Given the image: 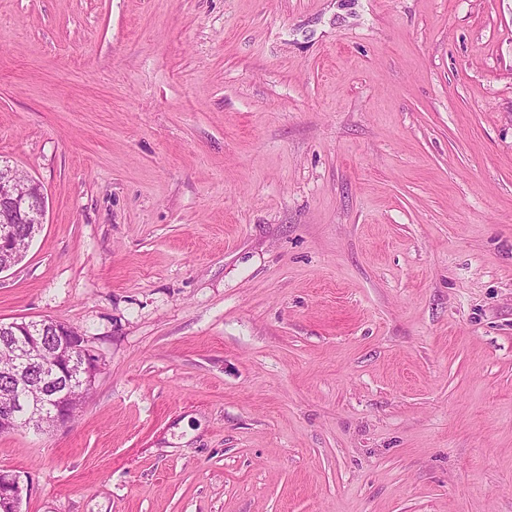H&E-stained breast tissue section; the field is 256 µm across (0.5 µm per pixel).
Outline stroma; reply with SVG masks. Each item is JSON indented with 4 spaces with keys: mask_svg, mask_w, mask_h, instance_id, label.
<instances>
[{
    "mask_svg": "<svg viewBox=\"0 0 512 512\" xmlns=\"http://www.w3.org/2000/svg\"><path fill=\"white\" fill-rule=\"evenodd\" d=\"M0 159L22 512H512V0H0ZM16 170L2 164L0 167V247L9 244L12 234L16 246L15 249L1 247V263H11L18 252L23 258L30 242L40 232L38 226L30 224L31 216L40 214L42 224L46 211V198L40 187L29 179L26 187L21 189ZM12 224H15L14 231ZM14 327L18 335L24 338V343L32 349L28 357L19 360L21 365L14 377L16 384H24L28 376L39 371L47 358L67 377L69 376L70 387L67 393L55 400V406L48 411L44 393L39 396L28 395L27 414L23 419H19L16 411H0L1 433L31 429L42 431L46 424L51 428L66 427L80 408V404L71 395V389L92 386L99 372L98 360L88 349L84 336L65 325L56 327L58 336L54 337V342L50 346L44 344V336H33L40 331L39 324L21 322L15 323Z\"/></svg>",
    "mask_w": 512,
    "mask_h": 512,
    "instance_id": "1",
    "label": "stroma"
}]
</instances>
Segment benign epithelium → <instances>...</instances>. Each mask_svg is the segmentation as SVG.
<instances>
[{
  "label": "benign epithelium",
  "mask_w": 512,
  "mask_h": 512,
  "mask_svg": "<svg viewBox=\"0 0 512 512\" xmlns=\"http://www.w3.org/2000/svg\"><path fill=\"white\" fill-rule=\"evenodd\" d=\"M46 198L40 187L28 181L25 188L18 185L16 169L0 167V246L8 245L12 239L13 225L30 223L34 213L45 215ZM18 334L31 348V354L20 360V367L14 380L22 385L28 376L39 371L46 360L69 376L72 387L89 388L99 372L98 360L87 347L83 336L63 325L58 328V336L51 345L43 342L38 335L37 323L21 322L14 324ZM27 414L19 418L16 412L0 411V431L9 433L19 430L42 431L49 425L53 428L67 426L80 408V404L67 392L55 400V406L46 409L44 396L28 395ZM28 491L21 475L0 471V512H21L23 493Z\"/></svg>",
  "instance_id": "7a95c632"
}]
</instances>
